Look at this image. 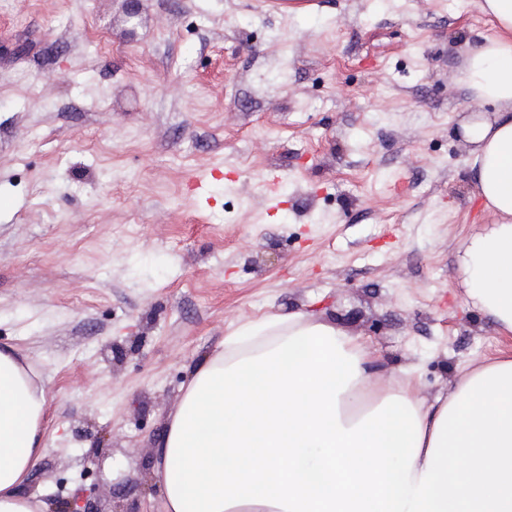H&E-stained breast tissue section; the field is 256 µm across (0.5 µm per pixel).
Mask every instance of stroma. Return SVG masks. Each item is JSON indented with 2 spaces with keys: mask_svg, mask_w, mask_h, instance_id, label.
Returning <instances> with one entry per match:
<instances>
[{
  "mask_svg": "<svg viewBox=\"0 0 512 512\" xmlns=\"http://www.w3.org/2000/svg\"><path fill=\"white\" fill-rule=\"evenodd\" d=\"M496 33L471 0H142L134 28L124 0H0V347L48 389L27 492L159 512L157 444L233 322L316 313L429 400L497 356L456 136Z\"/></svg>",
  "mask_w": 512,
  "mask_h": 512,
  "instance_id": "1",
  "label": "stroma"
}]
</instances>
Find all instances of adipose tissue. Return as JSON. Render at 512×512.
<instances>
[{
	"mask_svg": "<svg viewBox=\"0 0 512 512\" xmlns=\"http://www.w3.org/2000/svg\"><path fill=\"white\" fill-rule=\"evenodd\" d=\"M498 33L459 80L492 115L468 120L490 216L457 257L468 301L512 339V0H475ZM358 337L318 315L230 324L191 368L156 449L162 512H512V348L421 396L413 367L387 384ZM47 386L0 348V512H48L24 493L45 455Z\"/></svg>",
	"mask_w": 512,
	"mask_h": 512,
	"instance_id": "obj_1",
	"label": "adipose tissue"
}]
</instances>
